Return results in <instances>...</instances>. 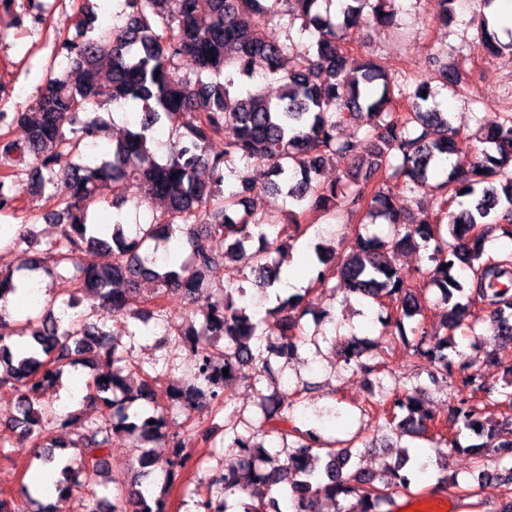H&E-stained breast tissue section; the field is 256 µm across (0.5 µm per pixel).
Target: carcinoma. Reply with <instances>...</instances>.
Returning <instances> with one entry per match:
<instances>
[{
  "mask_svg": "<svg viewBox=\"0 0 512 512\" xmlns=\"http://www.w3.org/2000/svg\"><path fill=\"white\" fill-rule=\"evenodd\" d=\"M393 0H344L340 16L323 14L318 0H123L117 22L95 26L93 0H85L79 26L82 38L61 41L58 54L66 60L62 72L49 75L37 87L35 105L22 112H0V216L17 217L20 197L11 181V168L25 163L33 172L32 193L59 196L61 210L52 222L59 236L37 248L29 228L13 230L0 224V245L28 254V270L47 277L58 269L72 267L77 291L96 301L88 316L65 323L50 312L55 304L72 308L77 299H51L29 307L31 342L21 353L13 351L0 332V398L16 411L13 430L40 450L39 458L54 463L53 449L59 442L52 430L79 423L82 431L72 442L81 451L80 466L62 468V478L50 490L68 495L75 487L89 493L81 500L82 512H167L164 492L148 504L152 488L142 486L145 473L135 475L130 489L117 487L112 498L98 496L94 486L106 468L112 436L125 433L140 449L139 462L146 467L150 442L169 443L174 448L172 464L186 465V439L167 432L165 410L191 412L200 398H231L224 387L246 379L272 383L298 356L300 347L319 346V331L308 333L296 303L286 298L262 318L247 313L233 300V293L246 296L243 283L268 288L279 281L281 262H258L251 273L235 266L246 252L260 224L247 207L246 192L252 176L240 179V188L224 193L226 170L234 158L254 166L253 176L268 181L274 195L288 199L290 223L300 229L298 217L308 210H321L334 218L343 213L381 218L390 227L385 237L357 234L342 252L328 246L317 249L311 287L324 288L331 279L343 284L344 292L370 298L381 308L393 307L392 335L408 342L404 320L421 313L419 297L409 281L410 273L398 267L394 256L408 247L425 254L429 266L418 271L427 285L440 292L445 334L430 331L419 322L411 328L412 350L419 357L438 363L448 372L454 360L444 353L448 337L456 331L476 333V326L489 318L497 326L496 342L486 351V361L504 369L506 383L498 395L512 407V259L486 256V243L498 229L512 239V115L474 138L483 144L478 157L466 169H454L437 187L435 214L419 220L397 206L396 192L416 193L427 187L429 174L449 155L469 146L458 139L448 113L430 105V84L423 81L405 90L409 111L394 112L393 95L385 62L373 56H354L342 47L347 30L356 26L364 12L381 25H391ZM283 22L285 40L270 42L264 26ZM300 21L302 31L313 41L310 53L294 49L290 30ZM476 46L486 53L512 55V42L502 44L490 30L487 18L476 22ZM193 59L195 80L179 75V62ZM429 64L451 84L460 82L457 69L431 53ZM276 74L282 81L277 100L247 93L229 105L235 76L252 78ZM134 102L141 118L112 142V158L92 152L107 131L108 121L100 109L106 104ZM354 118L366 126L363 136L343 138L340 125ZM20 125L21 142L4 128ZM168 127L178 136L169 143L166 157L157 160L153 132ZM85 154L82 164L63 159ZM347 158L351 170L331 182L322 180L325 166ZM140 188L143 201L159 200L161 213L149 224L138 225L135 235L123 230L120 216L112 229L92 222L90 213L101 202L100 190L125 200L129 184ZM224 238V250L213 239ZM288 227L269 239L261 235L267 254L288 250ZM186 241L188 256L176 268L156 265L158 251H169L174 241ZM112 254L101 266L92 260L98 251ZM226 271L224 282L208 277L214 267ZM151 280L153 296L140 295L138 284ZM185 294L203 317L200 327L176 328L180 347L194 360L195 383L169 384L159 393L145 378L127 372L128 351L122 337L137 330L128 319L148 326L150 321L169 322L162 305L170 291ZM15 292L14 270L0 266V328L10 317L8 295ZM484 305L486 316L472 310ZM270 336L266 354H254L251 340ZM224 342V349L217 348ZM371 341L352 336L337 342L345 364L366 372L380 370V363L363 361ZM102 366L94 378V392L82 397L68 411H57L38 401L39 393L59 384L67 367ZM228 375H223V370ZM100 403L112 410V424L102 427L85 418L84 403ZM261 424L278 436L282 450L272 452L262 443L224 425L228 447L238 450L237 469L224 473V492L236 490L249 501L207 498L197 502L203 512H316L321 497L356 495L364 505L360 512H377L391 494L407 490L417 473L404 470L409 449L385 475L357 469L350 471L352 447H337L336 439L324 440L311 430L294 425L290 409L277 394L261 396ZM474 396H464L449 409L453 439L440 436L441 444L459 443L462 430L498 439L491 448L498 461H512V421L489 426L479 417ZM388 424L403 435L424 434L433 418L408 393L396 394L385 411ZM485 478H500L506 487L500 512H512V469L509 476L485 467ZM276 489L281 500L265 502L260 487Z\"/></svg>",
  "mask_w": 512,
  "mask_h": 512,
  "instance_id": "obj_1",
  "label": "carcinoma"
}]
</instances>
